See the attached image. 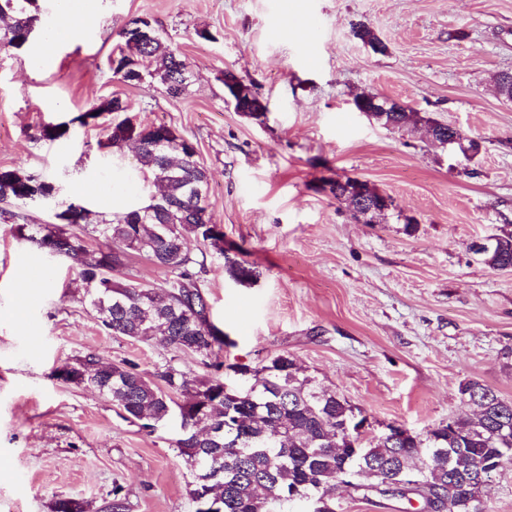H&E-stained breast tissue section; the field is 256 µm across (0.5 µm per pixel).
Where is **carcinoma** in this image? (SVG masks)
<instances>
[{"instance_id": "obj_1", "label": "carcinoma", "mask_w": 512, "mask_h": 512, "mask_svg": "<svg viewBox=\"0 0 512 512\" xmlns=\"http://www.w3.org/2000/svg\"><path fill=\"white\" fill-rule=\"evenodd\" d=\"M35 2L0 0V17L11 20L0 49L22 46L27 29L38 20L29 10ZM138 23L133 19L120 31L124 48L109 60L113 74L129 84L141 82L146 73L154 75L167 95H184V61L159 37L141 40ZM417 122V113L407 106L393 113L394 127ZM132 139L138 143L143 173L161 188L158 199L110 216L82 205L75 212L68 207L58 214L60 224L23 223L16 230L23 240L80 270L89 303L105 313L101 326L110 335L157 338L192 352L209 375L192 377L169 364L155 383L131 365L111 364L91 352L63 366L57 376L76 383L83 372L95 374L112 403L150 433L179 413L174 447L192 468L208 462L223 469L212 484L222 512H285L292 492L304 512H336L333 497L345 469L352 473L357 496L367 498L373 493L369 486L411 471L426 481L411 494L424 512L433 507L486 512L479 473L487 464L501 466L512 459V400L476 380L459 386L461 402L477 408L475 419L461 420L455 429L440 423L403 439L382 434L365 442L357 432L358 424L368 420L364 411L320 386L288 352L253 367L247 389L224 384V332L210 321L209 303L197 284L196 267L203 263L188 247L195 238L224 252V234L192 195L193 184L208 180L207 174L182 144L155 146L154 133L141 124L135 130L124 120L109 125L104 146L120 149ZM52 190L51 183L33 174L0 169V202L24 204L31 195ZM133 255L175 269L177 275L149 295L114 277ZM482 262L492 270L512 267V232L495 235ZM225 270L238 282L253 277L252 267L243 262L230 261ZM226 409L235 415L229 427L224 426ZM358 442L364 446L357 455L339 452ZM103 505L112 512H129L119 484Z\"/></svg>"}]
</instances>
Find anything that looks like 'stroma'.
<instances>
[{
    "label": "stroma",
    "mask_w": 512,
    "mask_h": 512,
    "mask_svg": "<svg viewBox=\"0 0 512 512\" xmlns=\"http://www.w3.org/2000/svg\"><path fill=\"white\" fill-rule=\"evenodd\" d=\"M37 7L30 42L0 51V168L56 188L18 206L28 223H53L77 200L110 214L156 194L132 146L103 147L112 115L85 117L119 97L138 121L192 141L208 172L205 205L224 248L189 247L205 259L198 285L225 363L288 352L363 409L376 435L390 422L421 432L464 416L458 388L470 379L512 400V271L470 251L512 231V102L495 90L512 70V0H87L84 28L57 38L61 0ZM134 18L180 54L187 95L113 75ZM361 24L386 52L356 37ZM227 70L267 100L264 122L225 102ZM363 92L459 127L481 153L464 164L424 126L368 120L353 106ZM62 122L66 136L42 138ZM336 178L389 194L413 228L393 215L355 220L325 189ZM228 257L254 278L232 280ZM84 293L76 267L0 213V512H52L60 498L94 510L116 483L130 512H196L177 425L146 432L54 370L89 352L151 381L168 363L199 377L205 368L193 353L104 333Z\"/></svg>",
    "instance_id": "35a3bbf8"
}]
</instances>
